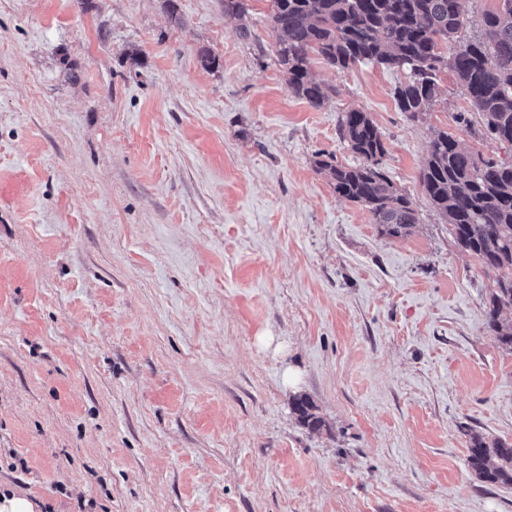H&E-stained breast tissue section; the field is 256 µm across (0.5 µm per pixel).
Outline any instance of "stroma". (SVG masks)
I'll list each match as a JSON object with an SVG mask.
<instances>
[{
  "label": "stroma",
  "mask_w": 512,
  "mask_h": 512,
  "mask_svg": "<svg viewBox=\"0 0 512 512\" xmlns=\"http://www.w3.org/2000/svg\"><path fill=\"white\" fill-rule=\"evenodd\" d=\"M177 6L0 0V492L38 512H512L467 463L468 431L512 443V352L417 180L436 132L512 145L451 72L412 120L403 72L314 58L336 89L315 108L271 0L242 21ZM350 110L418 210L407 237L315 165L359 164ZM291 409L298 422L310 432H318L324 426V421L315 413V407L308 396L296 395L292 398Z\"/></svg>",
  "instance_id": "1"
}]
</instances>
